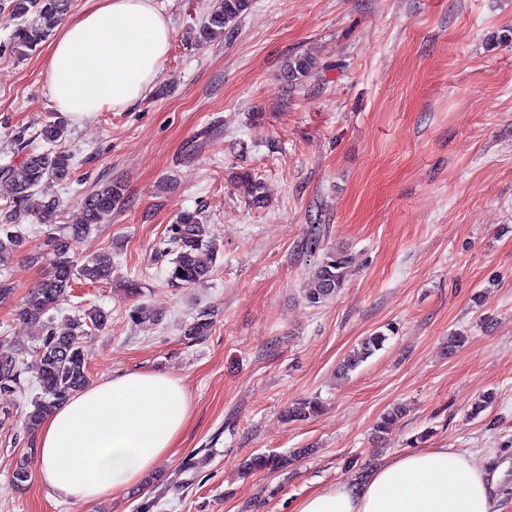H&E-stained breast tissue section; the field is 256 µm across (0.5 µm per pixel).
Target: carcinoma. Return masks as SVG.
Returning a JSON list of instances; mask_svg holds the SVG:
<instances>
[{
  "label": "carcinoma",
  "instance_id": "carcinoma-1",
  "mask_svg": "<svg viewBox=\"0 0 512 512\" xmlns=\"http://www.w3.org/2000/svg\"><path fill=\"white\" fill-rule=\"evenodd\" d=\"M252 0H213L199 36L222 38L234 32L238 22L251 8ZM73 5V0H0V13L17 21L8 46L16 56L26 57L46 41L56 25ZM318 68L317 60L308 55L292 58L287 65L288 81L301 83ZM70 136V125L63 113H55L39 130L38 138L50 145L41 150L25 140V130L15 133V141L27 148L19 165H0V267L9 263L26 244V235L19 219L34 215L46 227V251L31 256L33 260L46 259L51 271L33 287L21 304L19 317L42 329V336L32 360H23L22 351L0 340V392L14 393L23 389V376L35 378L40 393L33 401V409L25 414L26 431L35 434L44 418L78 391L89 385L86 355L81 345L84 326L102 329L110 313L91 308L70 319L67 327L59 329L50 321L48 313L65 301L75 281L102 283L112 276L111 260L105 256L81 255L76 244L89 233L91 226L102 223L113 206L123 197V186L109 182L90 192L82 200V216L77 224L64 226L54 223L61 208L60 200L49 192L54 183L65 182L73 174V154L60 148ZM163 252L172 256L167 271L168 284L174 288H192L204 284L217 260L211 225L199 211L180 213L169 225L167 236L161 242ZM322 237L318 225H313L306 250L322 253L312 271L307 301L321 303L333 297L349 275L351 259L342 251H321ZM211 326L202 315L190 323L184 335L191 339L205 336ZM386 336L373 333L362 339L360 348L346 362L344 368H355L373 352L382 348ZM319 409L317 400L303 401L288 409L291 421L305 420ZM35 448L29 447V457L17 462L13 471L16 483L32 478V458ZM288 460L276 455H257L247 463L254 470H278Z\"/></svg>",
  "mask_w": 512,
  "mask_h": 512
}]
</instances>
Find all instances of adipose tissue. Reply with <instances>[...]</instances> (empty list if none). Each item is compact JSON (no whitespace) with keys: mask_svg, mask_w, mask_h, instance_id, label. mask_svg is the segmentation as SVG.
I'll return each mask as SVG.
<instances>
[{"mask_svg":"<svg viewBox=\"0 0 512 512\" xmlns=\"http://www.w3.org/2000/svg\"><path fill=\"white\" fill-rule=\"evenodd\" d=\"M63 24L41 75L59 112L123 109L151 89L173 29L155 0H89ZM190 416L176 377L129 372L87 387L43 421L39 479L76 505L142 484ZM292 512H501L484 470L458 448H423L377 463L363 478L300 498Z\"/></svg>","mask_w":512,"mask_h":512,"instance_id":"1","label":"adipose tissue"}]
</instances>
